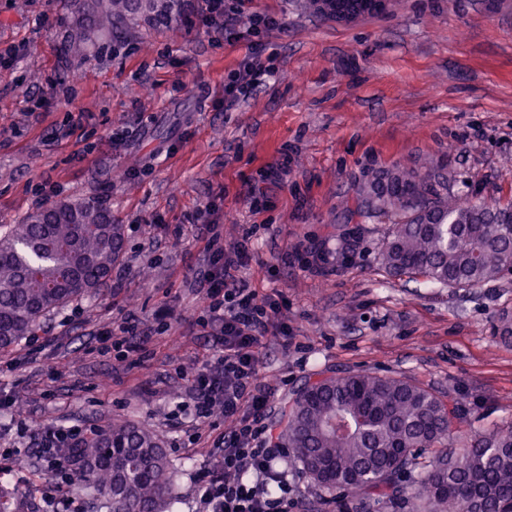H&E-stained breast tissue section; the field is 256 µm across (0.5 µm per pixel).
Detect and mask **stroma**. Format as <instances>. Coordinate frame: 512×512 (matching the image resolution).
Returning a JSON list of instances; mask_svg holds the SVG:
<instances>
[{
  "instance_id": "stroma-1",
  "label": "stroma",
  "mask_w": 512,
  "mask_h": 512,
  "mask_svg": "<svg viewBox=\"0 0 512 512\" xmlns=\"http://www.w3.org/2000/svg\"><path fill=\"white\" fill-rule=\"evenodd\" d=\"M200 4L187 22L100 38L83 59L64 47L85 0H0V224L94 199L125 234L119 287L0 351V474L22 493L15 512H44L56 492L59 512H95L37 463L35 438L115 421L157 435L176 470L173 512H199L196 480L221 430L202 424L191 445L169 417L216 349L196 283L211 224L228 243L250 234L238 277L283 305L286 330L259 351L274 410L317 374L380 369L452 392L467 414L454 433L512 419V343L494 333L512 279L455 291L388 277L386 227L354 204L397 163L447 164L452 195L472 183L512 193V0H396L348 26L304 0H253L279 20L265 38L275 73L229 111L224 79L247 48L210 33ZM283 159V180L262 183ZM130 314L140 331L121 357L102 331Z\"/></svg>"
}]
</instances>
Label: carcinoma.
<instances>
[{
  "label": "carcinoma",
  "instance_id": "obj_1",
  "mask_svg": "<svg viewBox=\"0 0 512 512\" xmlns=\"http://www.w3.org/2000/svg\"><path fill=\"white\" fill-rule=\"evenodd\" d=\"M185 0H92L67 51L85 57L91 35H122L148 14L178 23ZM358 211L387 225L381 270L448 288L512 276V197L487 200L472 186L448 194L433 163L396 166ZM123 225L94 200L60 203L0 224V350L35 335L40 320L100 287L123 250ZM465 414L397 374L358 370L306 382L280 432L288 459L340 512H512V420L483 423L455 444ZM70 483L107 512H172L175 469L154 432L114 423L83 438L64 460Z\"/></svg>",
  "mask_w": 512,
  "mask_h": 512
}]
</instances>
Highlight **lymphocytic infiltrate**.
<instances>
[{
	"label": "lymphocytic infiltrate",
	"mask_w": 512,
	"mask_h": 512,
	"mask_svg": "<svg viewBox=\"0 0 512 512\" xmlns=\"http://www.w3.org/2000/svg\"><path fill=\"white\" fill-rule=\"evenodd\" d=\"M203 22L225 40L247 39L249 52L224 81V107L232 109L255 90L258 79L273 73L265 57V36L277 25L275 16L248 12L245 22L230 15L225 0H203ZM208 248L211 268L198 278L202 295L203 328L218 336L222 351L192 375L188 398L195 420L214 412L224 415L222 451L198 485L202 512H291L286 473L275 464L286 456L266 422L272 390L257 381V350L268 334L275 301L258 298L237 279L250 252L248 238L225 245L218 225H211ZM84 435L79 426H46L37 434L36 458L57 467L68 447Z\"/></svg>",
	"instance_id": "lymphocytic-infiltrate-1"
}]
</instances>
